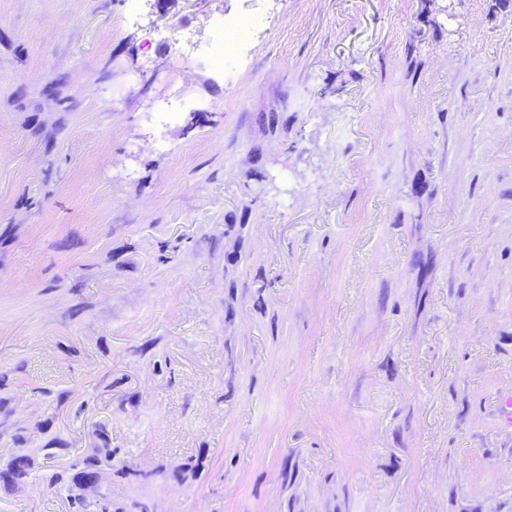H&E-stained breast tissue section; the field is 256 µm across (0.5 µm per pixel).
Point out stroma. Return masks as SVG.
<instances>
[{"label": "stroma", "instance_id": "obj_1", "mask_svg": "<svg viewBox=\"0 0 512 512\" xmlns=\"http://www.w3.org/2000/svg\"><path fill=\"white\" fill-rule=\"evenodd\" d=\"M0 512H512V4L0 0ZM254 25L251 21L241 16L224 19V37L220 42L209 46L204 53L210 62L219 67L224 63V43L229 48L237 51L251 36Z\"/></svg>", "mask_w": 512, "mask_h": 512}]
</instances>
